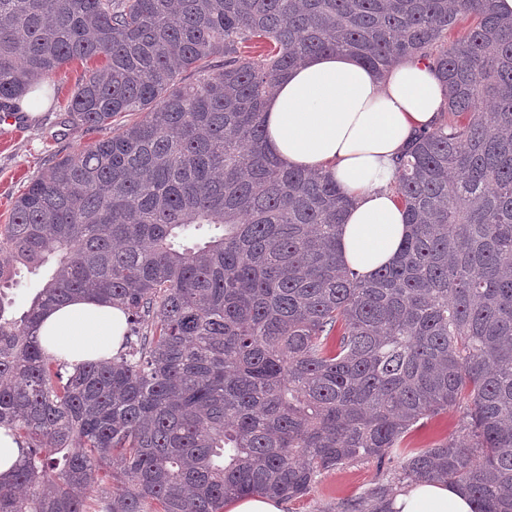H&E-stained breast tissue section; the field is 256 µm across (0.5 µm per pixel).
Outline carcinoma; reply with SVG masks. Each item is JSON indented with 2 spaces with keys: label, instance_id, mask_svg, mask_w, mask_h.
Instances as JSON below:
<instances>
[{
  "label": "carcinoma",
  "instance_id": "cac0c4a2",
  "mask_svg": "<svg viewBox=\"0 0 512 512\" xmlns=\"http://www.w3.org/2000/svg\"><path fill=\"white\" fill-rule=\"evenodd\" d=\"M325 51L424 59L448 93L399 163L411 234L370 279L337 252L348 196L265 142L275 81ZM98 57L67 117L112 137L59 158L0 226V425L25 446L0 512L296 499L450 408L461 433L394 479L512 512V17L494 0H0L1 112ZM46 265L14 317L4 289ZM79 296L124 305L128 331L71 374L36 331ZM390 492L345 512H386Z\"/></svg>",
  "mask_w": 512,
  "mask_h": 512
}]
</instances>
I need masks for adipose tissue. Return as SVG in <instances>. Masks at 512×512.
Masks as SVG:
<instances>
[{"label":"adipose tissue","mask_w":512,"mask_h":512,"mask_svg":"<svg viewBox=\"0 0 512 512\" xmlns=\"http://www.w3.org/2000/svg\"><path fill=\"white\" fill-rule=\"evenodd\" d=\"M446 105L428 61L386 71L346 52L309 56L279 77L264 109L266 143L284 166L321 169L352 199L338 247L346 267L369 278L391 265L409 233L393 187L397 162L415 134L435 128ZM127 329L120 306L96 297L46 309L36 336L74 366L115 357ZM390 512H474L463 489L435 481L408 485Z\"/></svg>","instance_id":"adipose-tissue-1"}]
</instances>
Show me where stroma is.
Segmentation results:
<instances>
[{
  "mask_svg": "<svg viewBox=\"0 0 512 512\" xmlns=\"http://www.w3.org/2000/svg\"><path fill=\"white\" fill-rule=\"evenodd\" d=\"M92 61L74 60L47 82L50 107L35 119L16 116L14 122L0 119V225L4 224L15 198L44 169L65 154L83 149L102 139L92 132L67 123L66 103L75 83L92 68ZM463 413L456 408L424 420L412 430L408 445L418 449L458 432ZM381 477L375 460L348 464L324 473L305 497L284 501V512H343V506Z\"/></svg>",
  "mask_w": 512,
  "mask_h": 512,
  "instance_id": "35a3bbf8",
  "label": "stroma"
}]
</instances>
